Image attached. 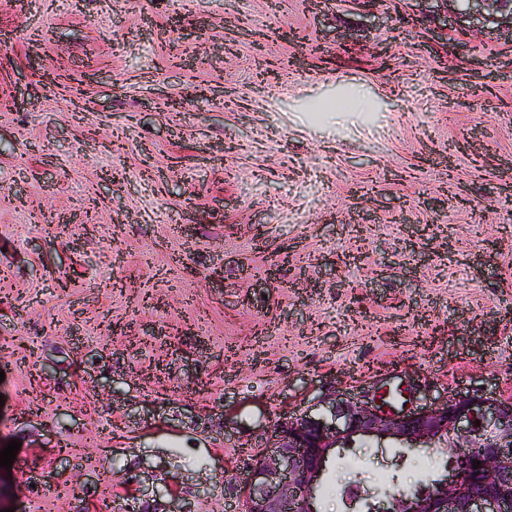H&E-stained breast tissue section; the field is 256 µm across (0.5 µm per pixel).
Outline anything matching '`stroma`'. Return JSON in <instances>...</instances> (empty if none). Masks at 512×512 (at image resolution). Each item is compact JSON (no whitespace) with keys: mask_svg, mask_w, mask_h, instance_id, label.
I'll return each mask as SVG.
<instances>
[{"mask_svg":"<svg viewBox=\"0 0 512 512\" xmlns=\"http://www.w3.org/2000/svg\"><path fill=\"white\" fill-rule=\"evenodd\" d=\"M377 9L420 26L358 0H0V512H75L79 483L97 512H226L210 477L276 413L424 379L512 395V80L471 71L512 62V29ZM347 92L374 110L310 112ZM409 221L444 226L414 274ZM444 468L348 449L319 512Z\"/></svg>","mask_w":512,"mask_h":512,"instance_id":"stroma-1","label":"stroma"}]
</instances>
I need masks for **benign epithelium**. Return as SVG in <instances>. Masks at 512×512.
Returning a JSON list of instances; mask_svg holds the SVG:
<instances>
[{
    "mask_svg": "<svg viewBox=\"0 0 512 512\" xmlns=\"http://www.w3.org/2000/svg\"><path fill=\"white\" fill-rule=\"evenodd\" d=\"M266 445L242 470L219 483L235 496L236 512H318L323 476L336 451L369 442H391L408 451L440 448L445 474L426 484L385 495L345 493L364 512H512V397L480 390L400 410L375 398L335 396L293 417H275ZM480 461V489L460 467L461 455Z\"/></svg>",
    "mask_w": 512,
    "mask_h": 512,
    "instance_id": "7a95c632",
    "label": "benign epithelium"
}]
</instances>
